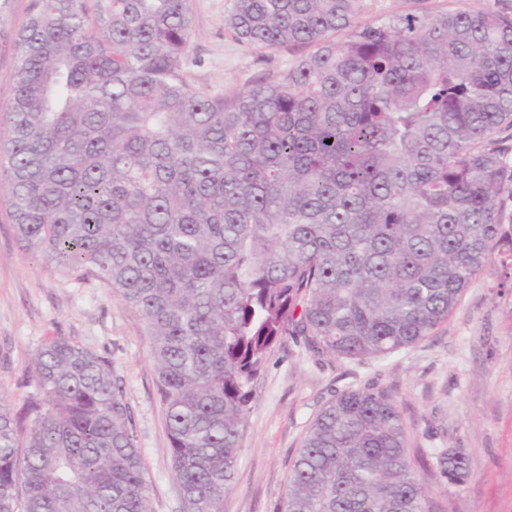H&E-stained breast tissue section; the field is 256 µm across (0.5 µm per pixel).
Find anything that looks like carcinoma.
<instances>
[{"instance_id": "carcinoma-1", "label": "carcinoma", "mask_w": 512, "mask_h": 512, "mask_svg": "<svg viewBox=\"0 0 512 512\" xmlns=\"http://www.w3.org/2000/svg\"><path fill=\"white\" fill-rule=\"evenodd\" d=\"M361 0H234L288 72L229 97L189 80L190 0H33L0 109L18 239L120 294L149 336L187 512H222L274 346L384 357L445 321L494 251L512 258V14L369 23ZM332 143H326V140ZM35 391L0 399V512H154L111 362L56 337ZM454 483L461 448L436 456ZM392 394L320 411L277 512H426Z\"/></svg>"}]
</instances>
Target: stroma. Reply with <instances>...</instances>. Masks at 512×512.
<instances>
[{"instance_id": "1", "label": "stroma", "mask_w": 512, "mask_h": 512, "mask_svg": "<svg viewBox=\"0 0 512 512\" xmlns=\"http://www.w3.org/2000/svg\"><path fill=\"white\" fill-rule=\"evenodd\" d=\"M233 0H191L196 88L225 94L287 73L293 52H262L239 42L225 19ZM32 0L0 12V107L18 59L14 41ZM455 0H362L360 19ZM62 336L112 363L129 406L152 487L154 512H184L173 477L163 404L149 340L137 314L102 282L65 272L21 243L0 190V397L21 409L33 391V354ZM391 392L407 426L415 463L424 464L428 512H512V264L492 266L463 292L448 320L424 341L383 358L316 357L287 338L271 351L254 387L248 425L224 512H276L292 461L324 404L351 389ZM461 448L471 468L454 483L435 456Z\"/></svg>"}]
</instances>
